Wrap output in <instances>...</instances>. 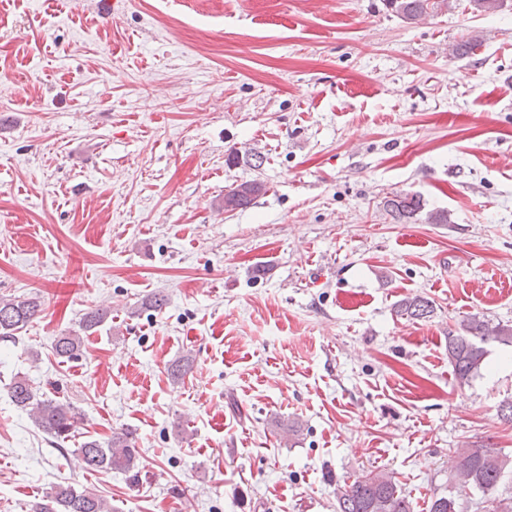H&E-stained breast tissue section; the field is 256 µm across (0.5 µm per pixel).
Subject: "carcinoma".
<instances>
[{
    "label": "carcinoma",
    "instance_id": "obj_1",
    "mask_svg": "<svg viewBox=\"0 0 512 512\" xmlns=\"http://www.w3.org/2000/svg\"><path fill=\"white\" fill-rule=\"evenodd\" d=\"M385 7L403 21L414 23L448 7V0H384ZM264 192V185L246 181L224 193V210L233 212L253 204ZM385 206L397 221L414 219L423 209L421 197L400 194L385 201ZM434 302L422 296L402 299L396 314L410 319H425L433 315ZM42 312L36 297L0 298V341H12L16 334ZM104 308L91 310L79 321L81 334L68 333L55 339L56 356L70 360L82 346L83 336L90 335L109 318ZM490 342L512 344V325L497 323L484 317L461 321L456 329L448 330V362L455 380L468 383L480 370ZM9 394L16 406L28 412L34 423L63 445L82 422V413L70 402L43 398L33 390L29 380L20 375L9 383ZM79 452L91 471L115 470L124 472L132 484L139 482V452L131 432L114 431L105 441L87 439ZM457 465L454 486L448 494L435 498L429 512H463L469 498L480 494L490 503L488 512H512V493L497 495L504 478L512 476V453L474 442L456 449ZM336 512H412L410 501L392 477L370 471L336 484ZM33 512H112L107 500L89 489L79 490L72 485L57 486L37 504Z\"/></svg>",
    "mask_w": 512,
    "mask_h": 512
}]
</instances>
